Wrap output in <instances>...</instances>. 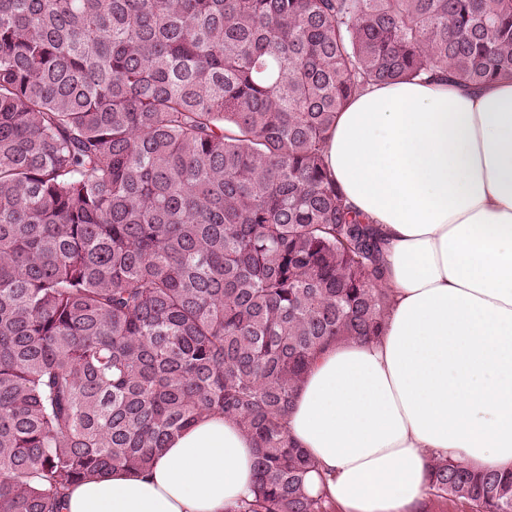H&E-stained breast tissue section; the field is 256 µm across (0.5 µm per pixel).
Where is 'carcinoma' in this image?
Instances as JSON below:
<instances>
[{
    "label": "carcinoma",
    "mask_w": 512,
    "mask_h": 512,
    "mask_svg": "<svg viewBox=\"0 0 512 512\" xmlns=\"http://www.w3.org/2000/svg\"><path fill=\"white\" fill-rule=\"evenodd\" d=\"M440 74L512 77V0H0V512L205 413L256 443L226 512H328L285 422L390 297L324 147L366 87ZM429 494L512 512V472L435 460Z\"/></svg>",
    "instance_id": "cac0c4a2"
}]
</instances>
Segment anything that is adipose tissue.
I'll return each mask as SVG.
<instances>
[{"instance_id": "ef3b65f1", "label": "adipose tissue", "mask_w": 512, "mask_h": 512, "mask_svg": "<svg viewBox=\"0 0 512 512\" xmlns=\"http://www.w3.org/2000/svg\"><path fill=\"white\" fill-rule=\"evenodd\" d=\"M325 162L384 238L383 331L331 345L287 430L340 512H423L432 459L512 469V80L381 83L336 116ZM256 449L204 416L141 473L70 486L62 512H227Z\"/></svg>"}]
</instances>
